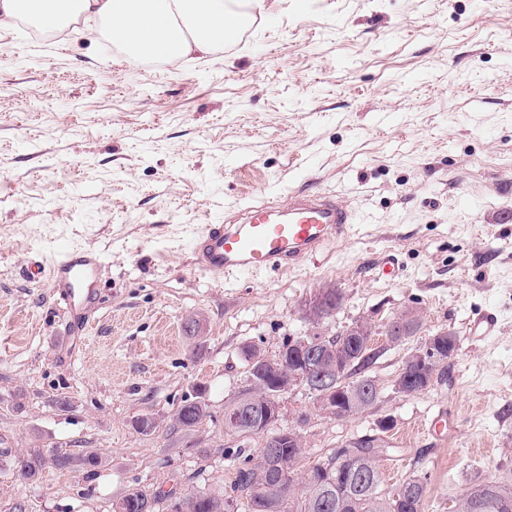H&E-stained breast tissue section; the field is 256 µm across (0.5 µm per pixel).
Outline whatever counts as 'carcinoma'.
<instances>
[{
	"instance_id": "carcinoma-1",
	"label": "carcinoma",
	"mask_w": 512,
	"mask_h": 512,
	"mask_svg": "<svg viewBox=\"0 0 512 512\" xmlns=\"http://www.w3.org/2000/svg\"><path fill=\"white\" fill-rule=\"evenodd\" d=\"M375 357L373 349L357 336H339L336 355L331 362L341 371L346 395L336 403L344 409L351 402L355 389L363 393L354 414L370 408L380 391L376 384L362 375ZM175 425L194 433L209 417L202 395L186 399L174 414ZM385 443L375 437L349 440L336 448L325 462L304 471L303 488H297L295 474L300 470L303 449L278 445L275 461L260 468L253 459L239 450L243 459L236 470L231 491L236 493L246 512H422L427 492L426 476L416 475L402 483L400 500L383 492L381 460L387 455ZM101 457L93 450L73 455L56 452L46 456L33 451L14 456L11 468L25 480H36L47 465L59 470L93 471ZM168 493L149 494L143 490L126 491L118 500L129 512H154L157 500ZM185 512H227L229 500L215 495H187L182 498ZM461 512H512V488L497 481L471 484L460 498Z\"/></svg>"
}]
</instances>
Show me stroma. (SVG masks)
I'll return each mask as SVG.
<instances>
[{
  "mask_svg": "<svg viewBox=\"0 0 512 512\" xmlns=\"http://www.w3.org/2000/svg\"><path fill=\"white\" fill-rule=\"evenodd\" d=\"M294 191L340 194L349 239L304 266L216 285L193 268L201 225ZM512 0H265L236 39L170 66L103 35L0 31V512H113L131 488L230 491L237 448L224 407L245 386L242 349L275 358L306 333L304 305L331 283L322 323L383 324L419 309L416 336L381 345L380 397L359 415L281 400L302 468L345 441L381 438L385 490L425 474L424 512H452L470 483L512 484ZM67 242L100 261L85 330L51 281ZM40 262L38 275L29 272ZM496 313L493 336L467 333ZM460 338L445 381L394 388L432 334ZM204 391L200 431L173 425ZM446 409L450 434L431 433ZM157 422L154 432L134 419ZM96 451L93 472L9 468L29 450Z\"/></svg>",
  "mask_w": 512,
  "mask_h": 512,
  "instance_id": "35a3bbf8",
  "label": "stroma"
}]
</instances>
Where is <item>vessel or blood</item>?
<instances>
[{"label":"vessel or blood","mask_w":512,"mask_h":512,"mask_svg":"<svg viewBox=\"0 0 512 512\" xmlns=\"http://www.w3.org/2000/svg\"><path fill=\"white\" fill-rule=\"evenodd\" d=\"M358 221L357 214L337 195L296 193L286 205L250 206L239 219L203 225L191 243L194 265L219 281L232 274L299 267L328 241L347 238ZM52 264L54 285L63 299L95 301L96 257L61 243L55 248ZM497 328L493 312H479L471 319L473 337L486 338Z\"/></svg>","instance_id":"1"}]
</instances>
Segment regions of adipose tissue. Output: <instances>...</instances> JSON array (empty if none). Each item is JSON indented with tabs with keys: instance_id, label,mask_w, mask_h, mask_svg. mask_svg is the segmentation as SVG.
I'll list each match as a JSON object with an SVG mask.
<instances>
[{
	"instance_id": "obj_1",
	"label": "adipose tissue",
	"mask_w": 512,
	"mask_h": 512,
	"mask_svg": "<svg viewBox=\"0 0 512 512\" xmlns=\"http://www.w3.org/2000/svg\"><path fill=\"white\" fill-rule=\"evenodd\" d=\"M261 0H0V30L25 20L51 32L78 20L101 25L113 45L141 59L176 64L210 55L246 22Z\"/></svg>"
}]
</instances>
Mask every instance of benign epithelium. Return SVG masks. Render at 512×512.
<instances>
[{
  "label": "benign epithelium",
  "instance_id": "1",
  "mask_svg": "<svg viewBox=\"0 0 512 512\" xmlns=\"http://www.w3.org/2000/svg\"><path fill=\"white\" fill-rule=\"evenodd\" d=\"M335 292L334 287L319 286L310 296L305 305L306 318L315 324L322 322L319 313L325 303ZM422 323V314L416 309H409L389 321L385 331L390 333L387 340L392 337L405 336L411 326ZM440 335L428 337L424 345L411 352L409 359L427 370V385H432L440 376L447 359L440 352ZM336 351V336H329L321 332H310L299 336L288 346L280 350L277 362L261 361L250 367L248 389L256 395L268 398L279 397L295 386H306L317 396L318 407L331 415L339 416L345 411L336 407V392L338 380L331 374L327 362L330 354ZM282 413L280 402H275L265 414L262 425L253 424L252 417L246 415H233L230 418L231 427H250L252 432L264 434L279 419Z\"/></svg>",
  "mask_w": 512,
  "mask_h": 512
}]
</instances>
